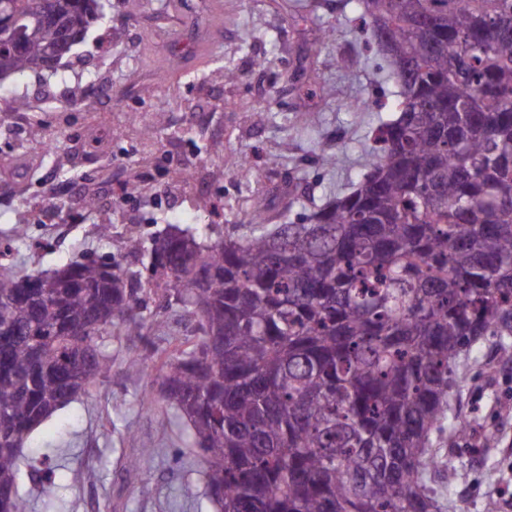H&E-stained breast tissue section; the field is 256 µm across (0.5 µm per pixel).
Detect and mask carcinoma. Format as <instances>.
Returning a JSON list of instances; mask_svg holds the SVG:
<instances>
[{"instance_id":"cac0c4a2","label":"carcinoma","mask_w":512,"mask_h":512,"mask_svg":"<svg viewBox=\"0 0 512 512\" xmlns=\"http://www.w3.org/2000/svg\"><path fill=\"white\" fill-rule=\"evenodd\" d=\"M398 83L365 171L295 224L208 243L185 229L50 273H0V512L31 433L112 369L105 338L179 306L200 336L156 366L206 465L215 512H443L433 445L458 361L486 336L512 359V0H352ZM100 0H0V80L41 71ZM23 32L17 43L11 32ZM44 512H64L54 467Z\"/></svg>"}]
</instances>
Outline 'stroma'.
Returning a JSON list of instances; mask_svg holds the SVG:
<instances>
[{"mask_svg":"<svg viewBox=\"0 0 512 512\" xmlns=\"http://www.w3.org/2000/svg\"><path fill=\"white\" fill-rule=\"evenodd\" d=\"M180 2L108 0L104 20L56 75L0 82V93L28 102L18 115L0 111V238L26 231L12 272L97 256L138 269L140 256L125 248L128 229L148 243L168 226H189L214 242L232 229L248 232L255 198L265 199L272 223H297L358 182L363 146L392 118L397 85L375 54L355 69L338 66L339 57L366 54L349 0H220L223 21L206 57L162 77L166 31L190 22ZM94 87L108 96L91 95ZM347 101L361 111L343 110ZM159 112L165 126L146 137ZM115 128L123 131L117 142ZM325 152L338 164L324 165ZM244 157L257 179L237 178ZM184 160L194 183L173 175ZM138 173L146 184L127 193ZM88 197L95 210L85 209ZM103 224L109 236L100 235ZM197 336L190 317L168 312L145 338L110 342L111 372L33 433L25 453L59 459L55 478L70 512H213L204 466L160 398L155 371L138 379L127 372L131 355ZM462 373L450 415L468 431L442 444L448 512H512V362L487 336ZM146 396L155 400L148 411ZM136 456L140 465L130 468ZM91 468L97 480L85 479Z\"/></svg>","mask_w":512,"mask_h":512,"instance_id":"1","label":"stroma"}]
</instances>
